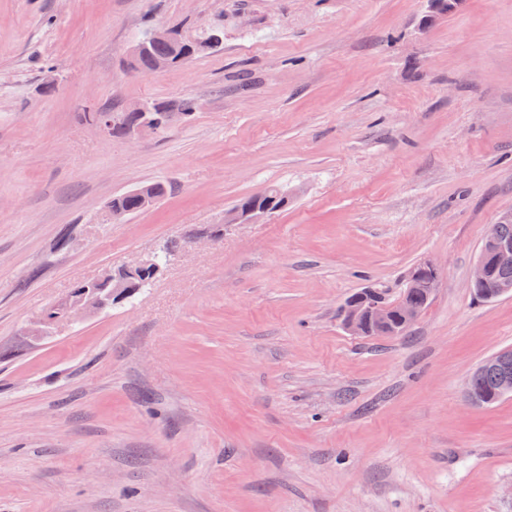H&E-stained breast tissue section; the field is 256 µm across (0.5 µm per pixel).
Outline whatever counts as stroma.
I'll return each mask as SVG.
<instances>
[{"mask_svg":"<svg viewBox=\"0 0 512 512\" xmlns=\"http://www.w3.org/2000/svg\"><path fill=\"white\" fill-rule=\"evenodd\" d=\"M427 5L0 0V512H512V397L467 398L512 347V293L471 286L512 214V0ZM217 25L185 63L125 64L153 28ZM186 97L137 139L81 118ZM274 186L286 208L225 224ZM170 241L132 303L28 336ZM423 262L438 285L403 335L343 328L349 296ZM139 188L141 189V191L153 192L155 194V197L159 198L164 196L167 192V185L163 182L144 183L140 185ZM155 197L150 196L146 198L144 206L151 207L156 202ZM112 206H116L118 208V210H113L112 212L109 211V219L110 221H113V223L120 222L123 214L125 215L124 219H126L129 216L144 211V206L141 204L140 198L131 190L114 196L109 205V208Z\"/></svg>","mask_w":512,"mask_h":512,"instance_id":"1","label":"stroma"}]
</instances>
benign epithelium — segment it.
Returning <instances> with one entry per match:
<instances>
[{
  "mask_svg": "<svg viewBox=\"0 0 512 512\" xmlns=\"http://www.w3.org/2000/svg\"><path fill=\"white\" fill-rule=\"evenodd\" d=\"M177 39L168 29H155L144 41L131 51V54L142 52L149 43L154 41H172ZM151 110V105L136 104L125 109L123 113H100L96 125L104 133L115 123L124 122L128 116L134 115L137 121L127 125L126 133L130 136H140L155 132L158 127L145 120V113ZM270 212L266 206L242 209L236 207L229 215L230 224L253 223ZM512 263V240L499 237L494 229H489L485 235L479 257L473 269L471 285L481 287L492 268L501 264ZM423 274L410 271L404 280L399 295L390 297L377 287H367L348 298L342 309V325L349 333L366 336L375 329L385 337L400 335L412 325L425 309L426 302L431 299L437 286L439 271L430 263L421 264ZM102 279L97 276L83 282L82 287L69 293L67 298L57 304L62 316L43 315L38 327L34 330L36 336H51L61 325H72L81 322L89 316L108 310L109 303L97 294L96 285ZM501 373L496 389L499 398L512 396V357L503 355L499 358Z\"/></svg>",
  "mask_w": 512,
  "mask_h": 512,
  "instance_id": "obj_1",
  "label": "benign epithelium"
}]
</instances>
